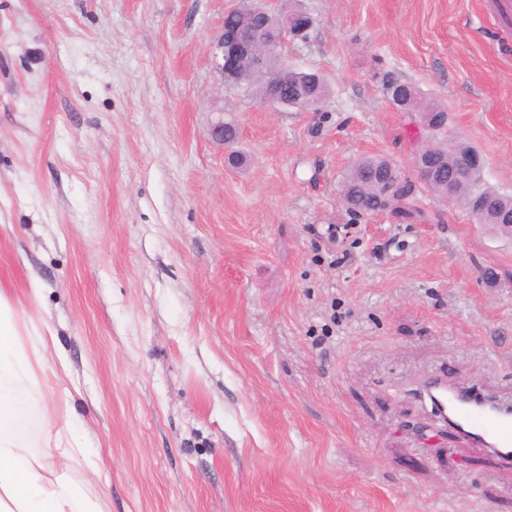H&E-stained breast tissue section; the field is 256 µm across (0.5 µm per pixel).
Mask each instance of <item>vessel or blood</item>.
Segmentation results:
<instances>
[{"label": "vessel or blood", "mask_w": 512, "mask_h": 512, "mask_svg": "<svg viewBox=\"0 0 512 512\" xmlns=\"http://www.w3.org/2000/svg\"><path fill=\"white\" fill-rule=\"evenodd\" d=\"M443 420L489 453L512 462V403L437 374L422 388Z\"/></svg>", "instance_id": "vessel-or-blood-1"}]
</instances>
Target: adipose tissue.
Instances as JSON below:
<instances>
[{
    "label": "adipose tissue",
    "instance_id": "obj_1",
    "mask_svg": "<svg viewBox=\"0 0 512 512\" xmlns=\"http://www.w3.org/2000/svg\"><path fill=\"white\" fill-rule=\"evenodd\" d=\"M19 314L0 291V512H97L65 476L85 449L71 428L50 430L27 348H45L48 332L17 340ZM54 481H46L45 473Z\"/></svg>",
    "mask_w": 512,
    "mask_h": 512
}]
</instances>
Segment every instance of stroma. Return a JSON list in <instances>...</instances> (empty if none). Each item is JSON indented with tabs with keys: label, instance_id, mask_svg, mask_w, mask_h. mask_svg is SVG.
Returning a JSON list of instances; mask_svg holds the SVG:
<instances>
[{
	"label": "stroma",
	"instance_id": "35a3bbf8",
	"mask_svg": "<svg viewBox=\"0 0 512 512\" xmlns=\"http://www.w3.org/2000/svg\"><path fill=\"white\" fill-rule=\"evenodd\" d=\"M235 2L0 0V287L55 334L34 368L48 426L86 443L71 480L99 512H512V463L411 393L442 372L512 399V238L427 189L383 84L447 107L512 192L495 0H300L314 26L280 59L324 75L317 112L218 80ZM365 156L421 216L351 221ZM217 117L212 123L211 137L213 141L224 148L225 146L235 145L238 140V129L232 121H224V107L216 108ZM227 142V143H224Z\"/></svg>",
	"mask_w": 512,
	"mask_h": 512
}]
</instances>
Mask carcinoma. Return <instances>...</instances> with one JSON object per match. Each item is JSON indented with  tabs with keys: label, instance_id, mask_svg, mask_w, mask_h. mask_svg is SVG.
<instances>
[{
	"label": "carcinoma",
	"instance_id": "obj_1",
	"mask_svg": "<svg viewBox=\"0 0 512 512\" xmlns=\"http://www.w3.org/2000/svg\"><path fill=\"white\" fill-rule=\"evenodd\" d=\"M256 6L250 0H239L235 8L224 15L225 28L232 30L239 24L240 13L252 12ZM301 6L297 0H284L276 13L279 26L293 20ZM239 84L245 89L256 90L260 98H265L269 91L268 79L264 72L257 70L246 61L241 66ZM402 90L410 94L411 100L407 111L435 112L447 116L446 108L421 96L418 88L411 83H404ZM329 91L325 77L316 71H303L292 68L288 70L280 85L279 95L284 105L293 107L295 96L302 93L309 98H325ZM426 144L419 149L422 157L428 159L436 170L435 179L427 187L441 198L463 206L478 224H498L501 216L512 210V194L500 192L485 185L482 170L460 171L459 153L474 152V149L457 142L452 146L440 139L441 131L427 130ZM389 161L382 157H364L355 162L345 173L341 183L342 204L352 220H360L388 207L386 191L389 181L379 178V174L388 172Z\"/></svg>",
	"mask_w": 512,
	"mask_h": 512
}]
</instances>
